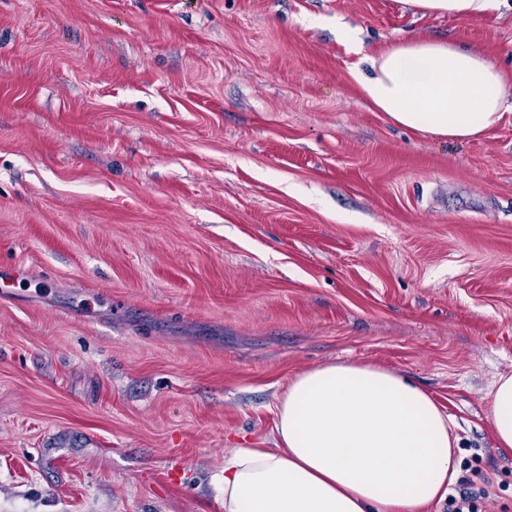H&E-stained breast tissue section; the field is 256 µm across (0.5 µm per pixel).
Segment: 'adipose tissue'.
<instances>
[{"label":"adipose tissue","mask_w":512,"mask_h":512,"mask_svg":"<svg viewBox=\"0 0 512 512\" xmlns=\"http://www.w3.org/2000/svg\"><path fill=\"white\" fill-rule=\"evenodd\" d=\"M421 14L470 18L507 0H405ZM369 108L440 139L499 123L512 74L482 54L419 35L352 68ZM499 447L512 449V375L489 393ZM273 448H238L215 476L224 512H428L458 479L451 421L408 377L367 363L299 374L279 400Z\"/></svg>","instance_id":"adipose-tissue-1"}]
</instances>
